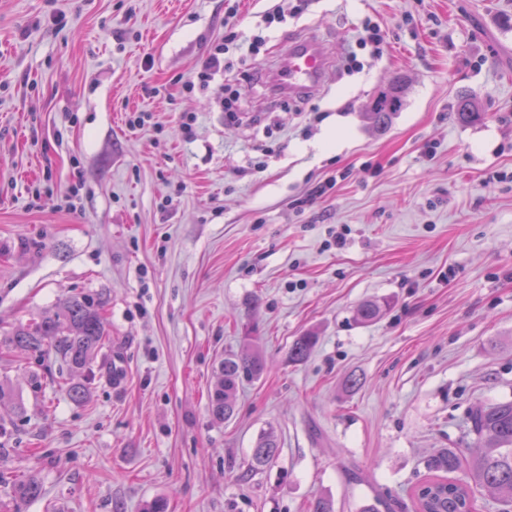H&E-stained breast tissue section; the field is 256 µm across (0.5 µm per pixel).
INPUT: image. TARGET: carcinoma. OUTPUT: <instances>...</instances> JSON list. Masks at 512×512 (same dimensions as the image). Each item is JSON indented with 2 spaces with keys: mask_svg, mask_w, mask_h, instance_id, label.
<instances>
[{
  "mask_svg": "<svg viewBox=\"0 0 512 512\" xmlns=\"http://www.w3.org/2000/svg\"><path fill=\"white\" fill-rule=\"evenodd\" d=\"M405 78L381 93L372 103L367 118L376 128L385 127L391 114L402 107L399 88ZM456 117L468 123L478 120L481 112L475 98L463 94L457 100ZM100 302L91 295L66 299L60 313L32 324L18 326L9 344L40 360L52 352L72 369H88L106 347L108 334L100 316ZM383 305L365 301L355 311V320L366 324L377 320ZM316 337L304 335L292 344L289 356L300 362L310 354ZM265 370L264 360L256 353L230 354L219 366V376L210 394L211 413L217 421L232 418L238 390L244 383L259 378ZM468 434L472 442L465 448H442L425 463L429 476L414 489L416 512H476L475 489L493 491L499 512H512V401L477 405L468 414ZM278 455L273 435L261 436L252 448L248 470L268 466ZM462 472L464 478L447 474ZM13 498L27 502L42 495L37 476L30 475L12 484Z\"/></svg>",
  "mask_w": 512,
  "mask_h": 512,
  "instance_id": "carcinoma-1",
  "label": "carcinoma"
}]
</instances>
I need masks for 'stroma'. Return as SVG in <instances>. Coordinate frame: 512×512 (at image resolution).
I'll use <instances>...</instances> for the list:
<instances>
[{
  "mask_svg": "<svg viewBox=\"0 0 512 512\" xmlns=\"http://www.w3.org/2000/svg\"><path fill=\"white\" fill-rule=\"evenodd\" d=\"M367 18L377 57L356 48ZM299 35L336 70L274 96L262 66ZM268 36L187 89L224 0H0V472L43 487L20 512H413L425 459L466 447L472 407L512 400V182L491 176L512 171V0H309ZM464 93L478 121L456 119ZM82 294L124 380L97 370L77 402L80 373L4 340ZM371 299L388 310L353 322ZM252 349L266 371L215 421L221 361ZM269 431L276 460L248 472ZM386 42V33L382 28L370 20H365L361 25V33L357 39V46L363 49L368 44L372 46V54L379 55ZM404 83V77L397 78L390 90L382 92L374 100L367 112V118L374 127L379 129L385 127L389 122L391 114L401 109L402 99L399 94V88Z\"/></svg>",
  "mask_w": 512,
  "mask_h": 512,
  "instance_id": "1",
  "label": "stroma"
}]
</instances>
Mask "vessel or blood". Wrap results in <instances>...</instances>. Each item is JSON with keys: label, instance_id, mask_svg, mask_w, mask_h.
Listing matches in <instances>:
<instances>
[{"label": "vessel or blood", "instance_id": "b4317fda", "mask_svg": "<svg viewBox=\"0 0 512 512\" xmlns=\"http://www.w3.org/2000/svg\"><path fill=\"white\" fill-rule=\"evenodd\" d=\"M334 62L322 41L307 36L289 40L266 71V82L276 96L291 98L320 90L331 76Z\"/></svg>", "mask_w": 512, "mask_h": 512}]
</instances>
